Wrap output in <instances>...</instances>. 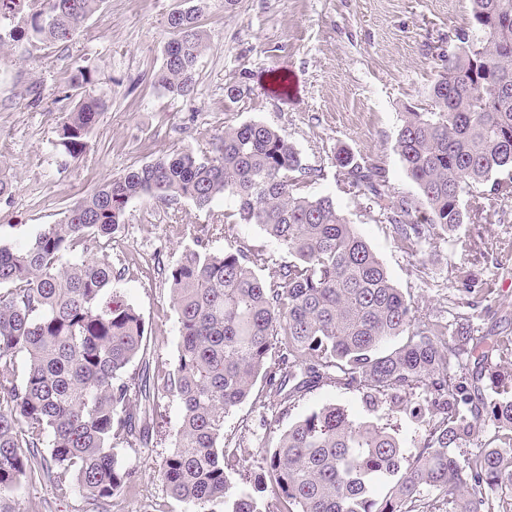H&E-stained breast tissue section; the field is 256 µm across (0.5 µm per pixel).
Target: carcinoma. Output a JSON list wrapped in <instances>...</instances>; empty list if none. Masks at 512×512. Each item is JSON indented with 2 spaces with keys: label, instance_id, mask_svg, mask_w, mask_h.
Wrapping results in <instances>:
<instances>
[{
  "label": "carcinoma",
  "instance_id": "1",
  "mask_svg": "<svg viewBox=\"0 0 512 512\" xmlns=\"http://www.w3.org/2000/svg\"><path fill=\"white\" fill-rule=\"evenodd\" d=\"M25 2L0 0V48L72 42L102 0H42L32 13ZM204 2L167 17L175 48L155 84L173 97L195 89ZM470 2L469 25L456 33L464 49L448 56L429 108L406 113L397 134L420 198L391 191L376 165L335 156L412 255L465 218H486L490 196L512 198V0ZM95 84L93 70L78 64L63 89L74 105L57 146L72 159L86 152L106 109ZM249 92L242 81L224 87L232 104ZM204 137L202 154L174 150L101 184L26 245L0 243V512H21L16 492L32 480L104 504L139 478L117 445L147 442L159 405L147 389L145 322L112 288L124 271L108 246L143 196L200 209L231 198L237 223L258 226L292 257L268 282L257 273L264 254L207 251L223 227L202 224L201 249L184 250L170 269L179 343L163 382L181 420L157 477L176 500L192 512H272L261 508L265 496L287 512H492L493 494L512 495V396L489 400L458 372L473 357L512 352V338L481 335L474 316L458 312L450 324L418 318L333 199L304 190L314 169L279 131L248 122ZM276 336L286 356L273 370ZM260 376L288 402L324 380L355 388L372 412L383 397L405 412L419 391L425 436L408 456L396 428L326 403L282 431L265 449L257 484L240 488L225 471L224 417ZM488 428L495 447L457 453Z\"/></svg>",
  "mask_w": 512,
  "mask_h": 512
}]
</instances>
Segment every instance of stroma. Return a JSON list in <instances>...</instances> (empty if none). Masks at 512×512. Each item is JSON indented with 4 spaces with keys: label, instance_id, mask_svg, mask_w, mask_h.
<instances>
[{
    "label": "stroma",
    "instance_id": "1",
    "mask_svg": "<svg viewBox=\"0 0 512 512\" xmlns=\"http://www.w3.org/2000/svg\"><path fill=\"white\" fill-rule=\"evenodd\" d=\"M185 6V0H102L75 41L0 51V163L15 179L12 198L0 201V242L24 243L43 225L60 222L66 207L99 184L164 152L200 151L203 132L256 121L288 136L304 163L319 169L307 193L333 198L417 315L447 316L460 299L456 266L463 262L490 288V312L479 319L480 328L512 336V200L495 202L486 220L465 221L415 256L400 249L391 225L366 211L365 199L349 190L334 160L336 152L347 151L382 168L391 190L417 195L395 139L405 113L428 106L445 55L459 49L456 34L468 25L470 0H240L231 11L224 0H206L199 17L206 46L195 90L174 99L155 86L153 76L170 38L167 16ZM77 63L95 71L109 107L86 153L73 159L56 141L60 116L72 106L62 90ZM241 79L251 92L229 104L224 87ZM34 87L42 102L32 108ZM235 209L224 197L202 210L189 200L165 205L142 197L129 204L115 234L112 263L126 269L115 286L145 321L164 431L152 434L146 446L120 447L119 459L138 469L140 479L114 496L107 512H188L156 477L171 450L167 433L181 415L162 380L179 342L168 272L194 246L197 225ZM240 247L265 254L260 275L268 281L290 259L253 224L233 225L209 243L213 252ZM268 398L264 381H257L249 399L224 419V456L233 481L262 473L259 448L273 445L288 425L329 402L380 425L397 419L407 453L417 451L424 434L421 422L393 415L389 403L368 414L361 391L330 382L278 408L267 407ZM18 500L22 512H93L72 492L38 482L25 485Z\"/></svg>",
    "mask_w": 512,
    "mask_h": 512
}]
</instances>
